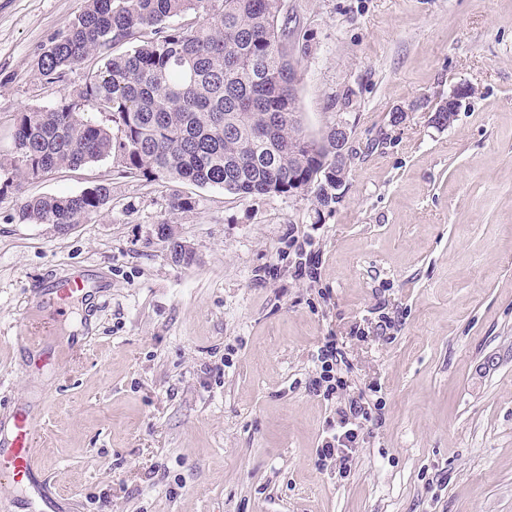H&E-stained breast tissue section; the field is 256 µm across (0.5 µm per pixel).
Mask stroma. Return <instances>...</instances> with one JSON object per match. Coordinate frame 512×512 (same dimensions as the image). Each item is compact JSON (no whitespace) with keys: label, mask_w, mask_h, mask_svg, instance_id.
I'll use <instances>...</instances> for the list:
<instances>
[{"label":"stroma","mask_w":512,"mask_h":512,"mask_svg":"<svg viewBox=\"0 0 512 512\" xmlns=\"http://www.w3.org/2000/svg\"><path fill=\"white\" fill-rule=\"evenodd\" d=\"M83 5L0 0V428L33 418L58 512H512V0H288L306 130L350 123L328 207L126 177L111 157L8 185L17 114L84 81L34 70ZM95 184L111 202L68 231L18 220L24 197ZM294 225L318 281L290 276ZM77 270L92 296L34 365L21 319ZM330 336L350 393L382 406L343 474L316 463L335 406L308 388Z\"/></svg>","instance_id":"1"}]
</instances>
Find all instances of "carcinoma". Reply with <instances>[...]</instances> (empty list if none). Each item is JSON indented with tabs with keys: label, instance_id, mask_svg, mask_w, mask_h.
<instances>
[{
	"label": "carcinoma",
	"instance_id": "carcinoma-1",
	"mask_svg": "<svg viewBox=\"0 0 512 512\" xmlns=\"http://www.w3.org/2000/svg\"><path fill=\"white\" fill-rule=\"evenodd\" d=\"M196 14L186 23L177 17ZM100 58L83 84L53 108L16 119L10 166L17 184L107 157L127 177H160L240 197L273 184L313 192L321 155L291 119L297 69L288 53L287 0H85L66 32L41 48L35 69L48 83ZM112 116L111 129L86 109ZM315 193V192H313ZM111 191L23 199L18 219L65 231L98 214ZM323 206L335 197L315 193ZM174 263L195 253L166 234Z\"/></svg>",
	"mask_w": 512,
	"mask_h": 512
}]
</instances>
